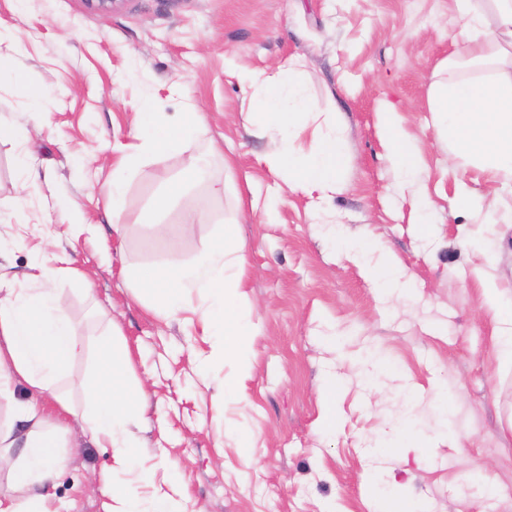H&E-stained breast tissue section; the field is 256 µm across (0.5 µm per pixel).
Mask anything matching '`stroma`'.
<instances>
[{"label": "stroma", "instance_id": "35a3bbf8", "mask_svg": "<svg viewBox=\"0 0 512 512\" xmlns=\"http://www.w3.org/2000/svg\"><path fill=\"white\" fill-rule=\"evenodd\" d=\"M458 34L452 0H123L107 14L85 0H0V52L15 72L0 81V118L18 131L0 142V265L26 287L37 266L69 255L92 283L57 282L77 335L108 312L127 338L150 394L151 479L115 476L143 500L173 489L187 512H382L393 497L412 512H512V365L494 341L495 302L512 300V182L454 165L428 103ZM297 54L320 123H340L346 143L344 189L321 207L339 214L343 240L391 252L401 289L381 293L323 234L309 198L261 161L270 144L246 119V79ZM146 96L169 116L193 103L202 121L194 144L128 174L116 231L112 148L132 144ZM388 103L421 148L414 192L399 188L381 140ZM208 145L223 195L196 186L148 223L163 183ZM419 195L433 204L423 220ZM202 197L207 219L184 229ZM234 220L251 368L240 375L231 360L203 381L190 356L214 337L192 309L168 317L138 301L128 272L163 264L171 239L193 261ZM236 375L239 396L220 400L218 383ZM405 436L422 446L394 458ZM69 454L55 480L61 512H103L89 478L113 467L111 449Z\"/></svg>", "mask_w": 512, "mask_h": 512}]
</instances>
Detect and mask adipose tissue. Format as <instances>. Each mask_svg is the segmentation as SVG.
I'll return each instance as SVG.
<instances>
[{
	"label": "adipose tissue",
	"instance_id": "adipose-tissue-1",
	"mask_svg": "<svg viewBox=\"0 0 512 512\" xmlns=\"http://www.w3.org/2000/svg\"><path fill=\"white\" fill-rule=\"evenodd\" d=\"M464 39L438 71L429 91L439 138L449 154L491 175L512 178V0H454ZM301 57L285 59L276 70L259 75L247 114L257 133L270 140L264 157L290 190L327 197L343 189L345 140L328 129L314 136L307 152L293 150L291 139L318 120L319 109L303 86ZM200 116L180 112L166 117L153 98L135 107L133 149L118 146L119 161L107 189L113 225H120L125 174L147 157L183 147L198 131ZM383 138L401 178H409L420 163L414 138L401 126L394 109L384 112ZM159 267L133 273L135 296L157 312L173 315L189 296L206 335L219 337L213 353L199 364L201 374L217 363L242 357L252 329L241 311L243 280L232 262H244L245 247L236 224L223 232L190 265L176 245ZM57 269L43 268L34 288L13 287L0 274V401L8 408L0 420V474L9 493L0 494V512H56L51 489L57 471L70 457L63 438L79 430L82 438L112 448L116 464L125 471L141 469L148 392L132 378L128 346L112 319H105L93 336L94 355L83 385L84 407L76 409L60 390L70 365L84 347L66 314L67 303L55 286ZM25 384L47 392L53 409L16 402L14 387ZM105 512H185L179 494L160 491L143 501L115 481L111 472L96 480Z\"/></svg>",
	"mask_w": 512,
	"mask_h": 512
}]
</instances>
